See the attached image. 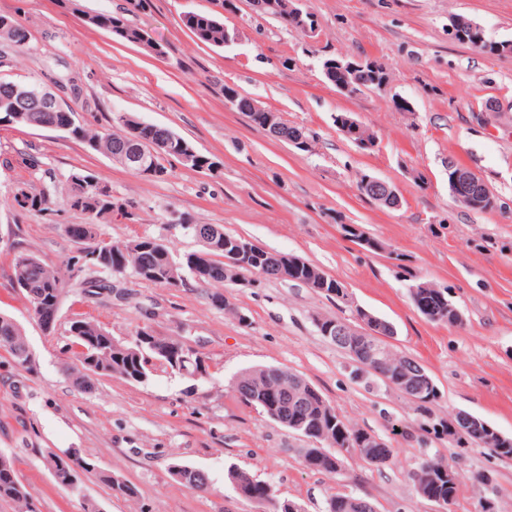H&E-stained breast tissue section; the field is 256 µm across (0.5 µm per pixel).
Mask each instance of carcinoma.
<instances>
[{
    "label": "carcinoma",
    "mask_w": 512,
    "mask_h": 512,
    "mask_svg": "<svg viewBox=\"0 0 512 512\" xmlns=\"http://www.w3.org/2000/svg\"><path fill=\"white\" fill-rule=\"evenodd\" d=\"M273 7L266 14L277 19L282 27H294L287 17L289 0H271ZM85 23L107 30L122 41L152 51L150 33L134 26L122 14L96 12L84 14ZM12 25L0 27V47L11 46L13 50L7 58L12 63L17 56L29 49L30 32L18 19L10 18ZM184 26L204 44L223 48L226 34L232 29L224 20L213 13H189L183 18ZM384 71H364L349 80V94L362 89L378 87ZM119 129L102 133L78 120V111L67 105L59 112H31L29 116L17 121V124L38 128L42 123H51L58 128L74 125L73 137L81 140L88 148L108 157L139 146L145 150L156 141H169V149L164 155H156L149 161L139 175L157 177V173H169L163 161L178 158L181 154L183 137L172 130L153 123L143 122L133 116L119 114L115 117ZM268 131L272 136L288 141L299 133V129L281 121L277 114L271 115ZM48 184L39 190L21 189L26 202L13 196V206L29 213H46L61 204L72 211L87 216L86 224H67L65 235L78 245L76 254L65 261L64 267H54L33 253H20L14 259L13 277L18 288L26 296L30 310L36 317L45 316L58 324L61 306L66 289L77 288L85 299H94L104 293H112V276L132 274L153 284L169 288L186 285L187 277L205 285H224V282L241 276L245 272H261L268 278L300 283L310 286L313 275L319 268L304 262L294 273L285 276V264L289 254L263 249L258 254L236 260V264L224 263L227 251L224 241H233L235 236L224 232L220 224H195L187 229L179 224L182 231H190L201 249L180 259L173 257L165 240L153 236H142L123 242H114L102 237L97 221L113 212V202L103 198L96 188L86 184L83 173H70L59 185L52 171H45ZM423 298L428 309L426 318L446 323L448 316L456 306L448 298V293L439 288L424 289ZM69 336L72 337L76 351L75 358L82 365V372L75 378L78 387L86 390L99 376H112L130 383H143L158 367L173 373L187 374L203 378L207 367L202 357L187 347L182 341L158 336L145 325L130 342L120 341L99 323L87 318H75L69 324ZM0 349L8 352L14 361L28 366L29 347L23 337L19 323L10 315L0 313ZM372 340L366 336L356 339V347H346L344 351L351 359L361 364L364 373L380 376L383 370L371 357ZM390 375L386 376L391 386L406 391L402 380L414 371L407 357L391 349L388 352ZM233 391L244 403L258 409L272 422L286 427L307 439L318 443L315 448H306L302 458L306 468L327 474L342 471L350 449L357 448L365 439L366 431L356 427L338 415L326 401L322 393L301 376L280 367L254 366L244 369L231 382ZM298 391L304 397V405L296 408L290 404V395ZM485 420L477 418V423L464 429L470 444L487 448L500 460H512V438L503 442L488 438L483 426ZM45 464L55 482L71 491L78 490L73 481L78 479V470L91 469V463L78 453L58 455L52 451L43 455ZM448 464L432 458L422 460L409 474L417 494L429 499L440 498L452 501L456 497L457 486L448 484L441 477ZM172 477L191 490H201L207 485L206 475L199 471L192 475L183 470V464L175 463L171 467ZM100 483L113 492L129 500L138 497L137 488L112 473L110 470L97 472ZM227 480L241 497L266 505L271 512H282L281 502L276 499L272 486L256 478L252 473L231 467L227 471ZM0 500H9L21 505L20 512H38L33 495L20 481L11 457L0 453ZM365 498L336 493L326 500L325 512H368L367 506H355V501Z\"/></svg>",
    "instance_id": "cac0c4a2"
}]
</instances>
